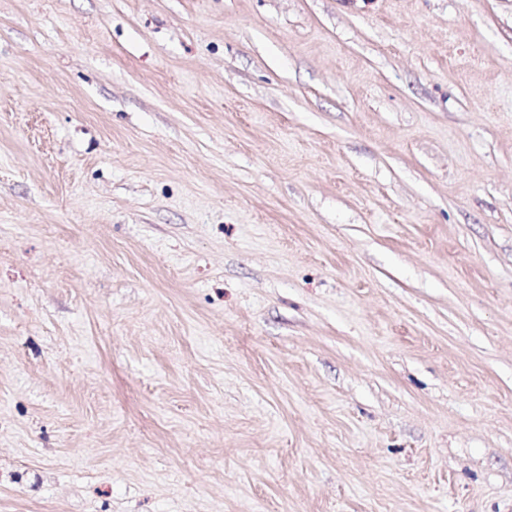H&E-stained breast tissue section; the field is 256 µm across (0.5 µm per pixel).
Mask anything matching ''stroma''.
<instances>
[{
  "mask_svg": "<svg viewBox=\"0 0 512 512\" xmlns=\"http://www.w3.org/2000/svg\"><path fill=\"white\" fill-rule=\"evenodd\" d=\"M0 512H512V0H0Z\"/></svg>",
  "mask_w": 512,
  "mask_h": 512,
  "instance_id": "stroma-1",
  "label": "stroma"
}]
</instances>
